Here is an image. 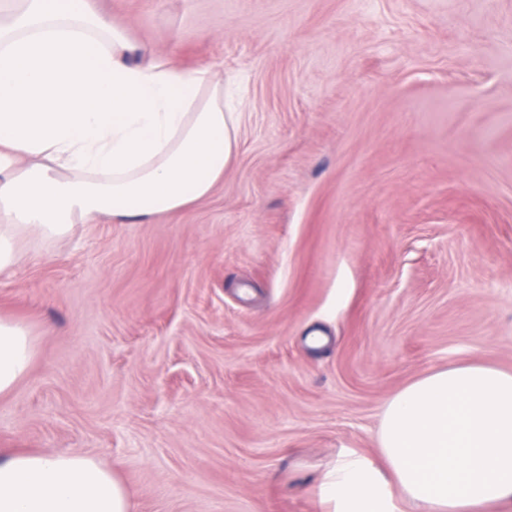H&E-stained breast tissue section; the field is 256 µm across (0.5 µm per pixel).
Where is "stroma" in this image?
I'll use <instances>...</instances> for the list:
<instances>
[{
  "label": "stroma",
  "mask_w": 512,
  "mask_h": 512,
  "mask_svg": "<svg viewBox=\"0 0 512 512\" xmlns=\"http://www.w3.org/2000/svg\"><path fill=\"white\" fill-rule=\"evenodd\" d=\"M84 2L236 78L237 145L184 208L22 242L0 454L92 457L133 512H329L396 392L512 372V0ZM33 356L34 343L28 327L0 319V394L12 390L27 374Z\"/></svg>",
  "instance_id": "stroma-1"
}]
</instances>
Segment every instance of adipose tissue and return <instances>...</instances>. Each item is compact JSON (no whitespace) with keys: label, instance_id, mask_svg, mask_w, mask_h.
Returning a JSON list of instances; mask_svg holds the SVG:
<instances>
[{"label":"adipose tissue","instance_id":"obj_1","mask_svg":"<svg viewBox=\"0 0 512 512\" xmlns=\"http://www.w3.org/2000/svg\"><path fill=\"white\" fill-rule=\"evenodd\" d=\"M123 29L78 0H0V272L23 236L66 234L101 215L144 219L205 197L237 141L231 94L210 68L135 62ZM34 356L30 330L0 319V394ZM382 475L348 455L324 473L333 512H394L390 485L422 512L512 502V372L437 370L386 403ZM0 512H131L93 458L0 455Z\"/></svg>","mask_w":512,"mask_h":512}]
</instances>
